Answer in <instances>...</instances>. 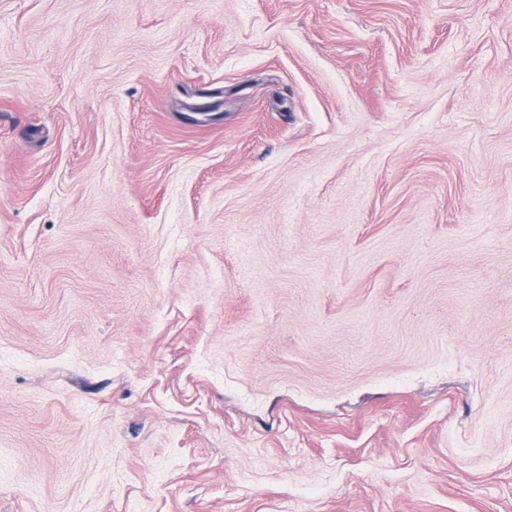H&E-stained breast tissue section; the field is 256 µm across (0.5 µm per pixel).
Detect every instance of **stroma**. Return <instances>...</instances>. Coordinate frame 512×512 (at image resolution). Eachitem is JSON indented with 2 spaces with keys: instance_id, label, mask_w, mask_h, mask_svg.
<instances>
[{
  "instance_id": "obj_1",
  "label": "stroma",
  "mask_w": 512,
  "mask_h": 512,
  "mask_svg": "<svg viewBox=\"0 0 512 512\" xmlns=\"http://www.w3.org/2000/svg\"><path fill=\"white\" fill-rule=\"evenodd\" d=\"M0 512H512V0H0Z\"/></svg>"
}]
</instances>
